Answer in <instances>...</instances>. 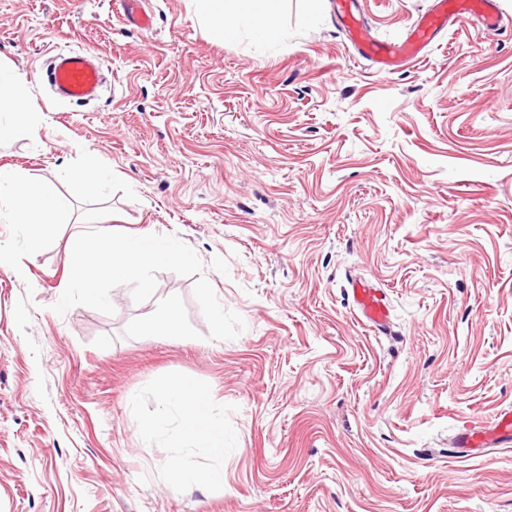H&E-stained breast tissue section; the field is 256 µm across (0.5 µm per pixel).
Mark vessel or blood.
Here are the masks:
<instances>
[{"mask_svg": "<svg viewBox=\"0 0 512 512\" xmlns=\"http://www.w3.org/2000/svg\"><path fill=\"white\" fill-rule=\"evenodd\" d=\"M337 14L347 28L359 55L369 59L381 72H393L406 62L418 59L424 50L452 21L476 17L490 29L500 27L503 18L496 0H434L407 33L396 41H380L366 36L362 18L354 0H337ZM54 97L59 101L98 100L102 78L97 55L90 51L71 50L54 56L51 68ZM351 294L361 321L382 330L391 322V305L380 288L362 280L351 283ZM512 444V412L499 413L489 425L471 423L457 435L462 455L476 456L487 449Z\"/></svg>", "mask_w": 512, "mask_h": 512, "instance_id": "vessel-or-blood-1", "label": "vessel or blood"}]
</instances>
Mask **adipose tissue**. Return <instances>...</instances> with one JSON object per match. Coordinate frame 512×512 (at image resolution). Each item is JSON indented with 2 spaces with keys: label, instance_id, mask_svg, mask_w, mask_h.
Returning a JSON list of instances; mask_svg holds the SVG:
<instances>
[{
  "label": "adipose tissue",
  "instance_id": "adipose-tissue-1",
  "mask_svg": "<svg viewBox=\"0 0 512 512\" xmlns=\"http://www.w3.org/2000/svg\"><path fill=\"white\" fill-rule=\"evenodd\" d=\"M197 23L215 38L245 33L258 41L275 37L278 23L274 0H262L253 8L249 0H240L237 8L226 9L224 0H193ZM41 114L31 104L24 75L8 66H0V141L19 131L37 133ZM111 178L107 168L90 163L69 175L70 194L60 196L49 186L35 182L22 171L0 166V221L23 225L30 235L27 245L37 249L44 235L57 226L70 223L72 201L97 195ZM164 409L145 428L144 445L162 437L181 448H203L220 459L226 440L224 424L207 406L205 395L192 384L176 382L162 391Z\"/></svg>",
  "mask_w": 512,
  "mask_h": 512
}]
</instances>
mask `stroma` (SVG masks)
I'll return each instance as SVG.
<instances>
[{
	"label": "stroma",
	"instance_id": "obj_1",
	"mask_svg": "<svg viewBox=\"0 0 512 512\" xmlns=\"http://www.w3.org/2000/svg\"><path fill=\"white\" fill-rule=\"evenodd\" d=\"M430 0H360L400 39ZM503 26L449 25L393 73L356 55L334 0H281L279 38L219 41L190 0H0V64L26 75L37 137L0 165L67 191L111 181L38 251L0 223V512H512V446L461 458L469 421L512 409V0ZM99 55L101 100L55 102L59 51ZM174 235L246 329L211 340L194 280L156 275L113 314L54 304L76 224ZM384 289L390 333L353 310ZM177 294L195 339L128 338ZM192 382L224 422V484L172 483L141 443L162 389ZM110 178L107 168L89 163L69 174L70 196L75 199L95 196Z\"/></svg>",
	"mask_w": 512,
	"mask_h": 512
}]
</instances>
